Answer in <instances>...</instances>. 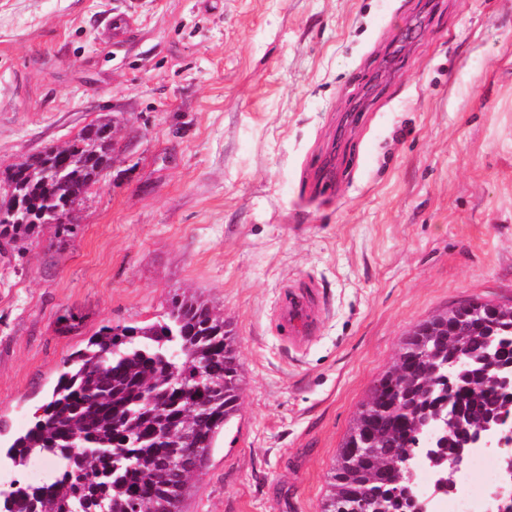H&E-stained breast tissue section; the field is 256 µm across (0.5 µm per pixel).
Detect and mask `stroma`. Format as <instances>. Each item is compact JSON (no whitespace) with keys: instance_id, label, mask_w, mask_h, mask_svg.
<instances>
[{"instance_id":"35a3bbf8","label":"stroma","mask_w":512,"mask_h":512,"mask_svg":"<svg viewBox=\"0 0 512 512\" xmlns=\"http://www.w3.org/2000/svg\"><path fill=\"white\" fill-rule=\"evenodd\" d=\"M105 117L74 234L0 245V448L100 326L186 292L243 376L188 512H322L406 333L512 300V0H0V171ZM279 323L293 341L308 340L316 331L317 305L307 291H291L278 310Z\"/></svg>"}]
</instances>
